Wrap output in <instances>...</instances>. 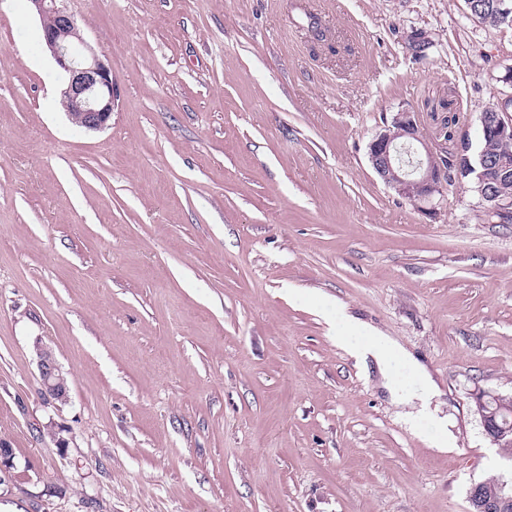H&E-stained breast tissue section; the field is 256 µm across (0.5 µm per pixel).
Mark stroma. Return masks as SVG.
<instances>
[{"mask_svg":"<svg viewBox=\"0 0 512 512\" xmlns=\"http://www.w3.org/2000/svg\"><path fill=\"white\" fill-rule=\"evenodd\" d=\"M68 7L112 66L102 130L73 127L19 37L38 18L0 0V512H470L472 483L512 477L472 412L512 396V224L459 184L425 214L368 160L405 108L433 147L478 142L512 27L465 0ZM340 307L426 366L452 447L337 346ZM37 364L42 384L49 395L68 397L67 377L54 357L51 347L42 345L37 349Z\"/></svg>","mask_w":512,"mask_h":512,"instance_id":"35a3bbf8","label":"stroma"}]
</instances>
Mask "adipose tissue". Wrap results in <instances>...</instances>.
<instances>
[{
    "label": "adipose tissue",
    "instance_id": "ef3b65f1",
    "mask_svg": "<svg viewBox=\"0 0 512 512\" xmlns=\"http://www.w3.org/2000/svg\"><path fill=\"white\" fill-rule=\"evenodd\" d=\"M336 343L347 350L364 367L376 370L384 387L402 404H417L416 412L410 413L413 427L429 425L431 445L448 447L453 437L447 424L435 418L428 409L438 387L425 366L414 355L391 337L348 314L336 318Z\"/></svg>",
    "mask_w": 512,
    "mask_h": 512
}]
</instances>
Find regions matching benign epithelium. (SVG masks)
<instances>
[{
    "label": "benign epithelium",
    "mask_w": 512,
    "mask_h": 512,
    "mask_svg": "<svg viewBox=\"0 0 512 512\" xmlns=\"http://www.w3.org/2000/svg\"><path fill=\"white\" fill-rule=\"evenodd\" d=\"M29 2L39 17L47 49L59 69L69 75L62 91V105L69 118L78 119L88 130L104 128L112 118L116 93L111 64L85 43L75 16L66 6L68 0ZM510 107L512 97L502 102L497 110L481 113L480 128L486 136L512 144V118L505 117ZM395 128L404 137L400 145L393 139ZM456 147L458 162L465 165L469 176V189L479 192L478 199L486 205V213L511 212L512 200L499 197L494 188L495 178L508 174V167L498 158H489L482 152L471 153L472 143L466 137L459 140ZM440 155L442 152L426 142L417 113L408 109L394 113L390 123L369 144V161L374 171L399 196L419 207L431 202L444 183ZM37 364L46 392L68 397L67 377L51 347H38ZM502 399L504 396L500 394L484 391L476 396L474 408L485 435L498 447L512 432L507 419L502 417L505 412ZM13 458V448L0 439V482L10 475ZM468 499L475 512H504L512 504V494L485 497L478 482L469 488Z\"/></svg>",
    "instance_id": "obj_1"
}]
</instances>
